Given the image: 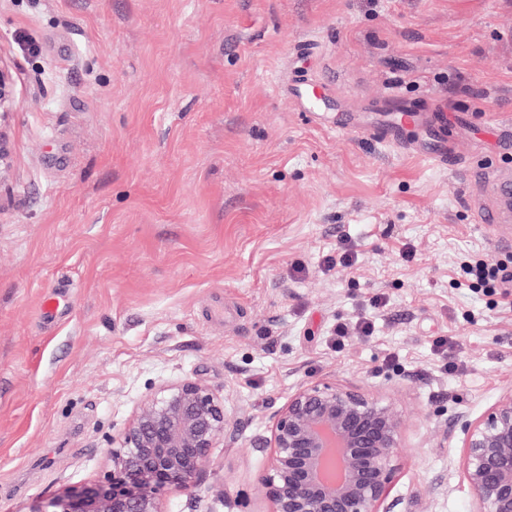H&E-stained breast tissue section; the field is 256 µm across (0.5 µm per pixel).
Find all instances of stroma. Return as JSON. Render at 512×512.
Here are the masks:
<instances>
[{
  "label": "stroma",
  "instance_id": "obj_1",
  "mask_svg": "<svg viewBox=\"0 0 512 512\" xmlns=\"http://www.w3.org/2000/svg\"><path fill=\"white\" fill-rule=\"evenodd\" d=\"M0 64V512L101 481L185 378L238 427L163 512H270L253 443L319 379L401 412L403 512H474L453 425L512 389V287L462 265L512 262V222L472 223L468 185L414 152L425 129L399 147L373 120L444 112L460 167L506 163L487 131L512 127V0H0ZM343 238L358 262L325 269ZM362 316L374 335L335 349ZM463 269L477 284L485 288H500L512 280V270L509 271L503 263L490 259L478 258L468 261ZM374 332L373 323L363 317L357 319L352 324L348 323H339L336 325L333 336V343L336 349H340L344 344L348 336L352 333L359 336H372Z\"/></svg>",
  "mask_w": 512,
  "mask_h": 512
}]
</instances>
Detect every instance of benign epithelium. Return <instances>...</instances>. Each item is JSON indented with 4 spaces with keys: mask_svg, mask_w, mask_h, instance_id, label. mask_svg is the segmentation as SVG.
<instances>
[{
    "mask_svg": "<svg viewBox=\"0 0 512 512\" xmlns=\"http://www.w3.org/2000/svg\"><path fill=\"white\" fill-rule=\"evenodd\" d=\"M11 102L0 67V112ZM457 425L474 512H512V390ZM401 430L400 412L380 395L329 381L300 386L258 446L271 449L261 478L271 512H395ZM235 432L223 399L201 380L163 385L112 438L108 476L51 500L50 512H163L159 490L196 486L215 441Z\"/></svg>",
    "mask_w": 512,
    "mask_h": 512,
    "instance_id": "7a95c632",
    "label": "benign epithelium"
}]
</instances>
